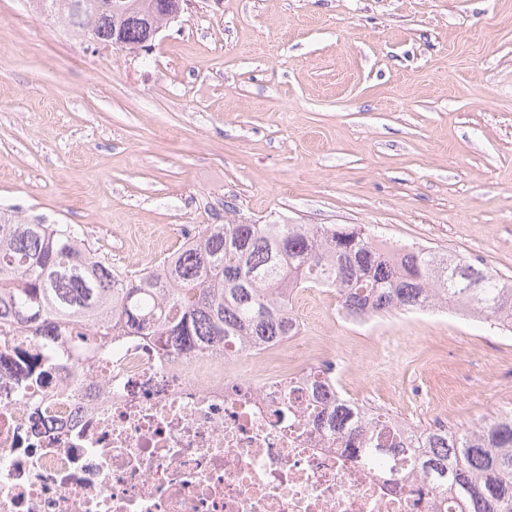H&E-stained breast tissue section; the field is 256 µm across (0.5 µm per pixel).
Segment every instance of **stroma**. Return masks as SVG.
Listing matches in <instances>:
<instances>
[{
    "instance_id": "35a3bbf8",
    "label": "stroma",
    "mask_w": 512,
    "mask_h": 512,
    "mask_svg": "<svg viewBox=\"0 0 512 512\" xmlns=\"http://www.w3.org/2000/svg\"><path fill=\"white\" fill-rule=\"evenodd\" d=\"M137 272L187 230L358 225L512 278V0H188L149 52L0 0V213ZM295 309L341 388L415 425L512 407V333L456 311Z\"/></svg>"
}]
</instances>
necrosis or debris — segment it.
I'll return each mask as SVG.
<instances>
[{
  "label": "necrosis or debris",
  "instance_id": "1",
  "mask_svg": "<svg viewBox=\"0 0 512 512\" xmlns=\"http://www.w3.org/2000/svg\"><path fill=\"white\" fill-rule=\"evenodd\" d=\"M309 344L184 358L119 336L40 384L19 369L41 345L0 343V512H434L307 423L288 388Z\"/></svg>",
  "mask_w": 512,
  "mask_h": 512
}]
</instances>
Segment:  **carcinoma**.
<instances>
[{"mask_svg":"<svg viewBox=\"0 0 512 512\" xmlns=\"http://www.w3.org/2000/svg\"><path fill=\"white\" fill-rule=\"evenodd\" d=\"M179 0H31L65 30L100 43L124 33L123 49L146 42L145 19ZM464 265L479 275L471 288L454 276ZM299 288H339L355 313L440 308L475 310L512 330V280L489 274L458 255L426 249L391 250L362 229L331 224H207L177 251L144 272L126 273L97 253L70 224H29L0 216V342L31 336L47 363L27 380L49 377L80 349L79 326L92 328V354L112 350L117 336H142L192 356L212 345L259 348L296 332L291 300ZM323 401L316 424L347 435L348 451L383 463L401 455L425 484L445 491L455 512H512V411L465 430L403 423L407 436L375 448L359 436L391 435L396 418L360 404L311 377Z\"/></svg>","mask_w":512,"mask_h":512,"instance_id":"cac0c4a2","label":"carcinoma"}]
</instances>
